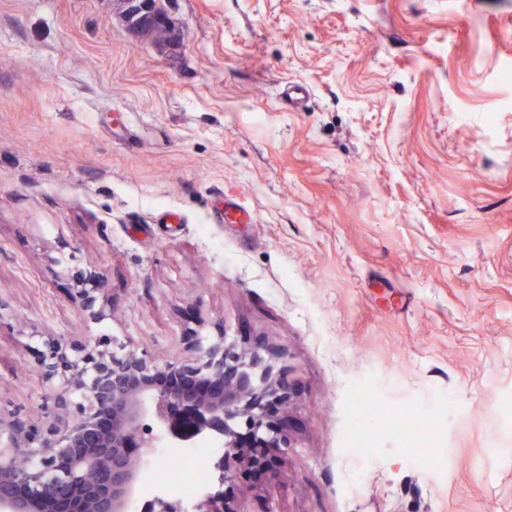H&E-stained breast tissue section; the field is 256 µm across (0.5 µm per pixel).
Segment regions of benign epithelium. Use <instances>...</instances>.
<instances>
[{"mask_svg": "<svg viewBox=\"0 0 512 512\" xmlns=\"http://www.w3.org/2000/svg\"><path fill=\"white\" fill-rule=\"evenodd\" d=\"M170 25L156 0H124V15ZM107 281L93 275L75 302L98 319ZM45 379H60L51 418L40 425L0 411V512H135L145 467L162 462V427L187 421L218 445L220 486L194 512H230L224 486L256 463L257 448L281 459L293 447L289 414L267 406L290 399L283 354L268 344L240 349L224 333L189 337L163 365L134 351L118 355L56 336L41 337ZM81 392L82 401L73 394ZM141 512H180L162 493Z\"/></svg>", "mask_w": 512, "mask_h": 512, "instance_id": "obj_1", "label": "benign epithelium"}]
</instances>
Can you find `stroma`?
<instances>
[{
  "label": "stroma",
  "mask_w": 512,
  "mask_h": 512,
  "mask_svg": "<svg viewBox=\"0 0 512 512\" xmlns=\"http://www.w3.org/2000/svg\"><path fill=\"white\" fill-rule=\"evenodd\" d=\"M161 6L180 47L120 0H0V410L52 412L39 337L164 363L221 330L294 386L244 512H512V0ZM356 389L429 461L383 417L350 448ZM129 30L138 35H148L161 47H171L173 43L178 41L180 46L183 41V34L175 30L173 27L150 26L140 23L135 17L127 19ZM107 290V281L104 277L93 275L81 283V288L76 289L74 299L83 310L90 311L91 317L99 319L102 315L100 312L94 311V307L99 298L104 297Z\"/></svg>",
  "instance_id": "obj_1"
}]
</instances>
